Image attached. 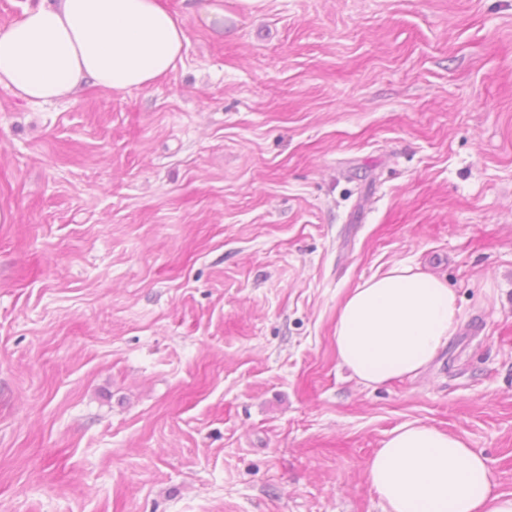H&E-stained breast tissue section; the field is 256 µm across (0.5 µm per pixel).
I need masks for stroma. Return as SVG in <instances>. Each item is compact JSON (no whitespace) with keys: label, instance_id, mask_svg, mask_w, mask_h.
<instances>
[{"label":"stroma","instance_id":"obj_1","mask_svg":"<svg viewBox=\"0 0 512 512\" xmlns=\"http://www.w3.org/2000/svg\"><path fill=\"white\" fill-rule=\"evenodd\" d=\"M157 85L0 87V512H383L388 433L512 493V0H163ZM409 264L456 333L343 366L336 306Z\"/></svg>","mask_w":512,"mask_h":512}]
</instances>
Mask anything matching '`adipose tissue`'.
Returning a JSON list of instances; mask_svg holds the SVG:
<instances>
[{
  "label": "adipose tissue",
  "mask_w": 512,
  "mask_h": 512,
  "mask_svg": "<svg viewBox=\"0 0 512 512\" xmlns=\"http://www.w3.org/2000/svg\"><path fill=\"white\" fill-rule=\"evenodd\" d=\"M186 42L182 23L159 0H42L0 34V86L39 104L88 85L143 90L175 72ZM459 316L443 280L398 264L341 300L336 353L365 385L409 376L433 360ZM365 476L385 512H512V494L493 492L481 452L419 422L394 428Z\"/></svg>",
  "instance_id": "adipose-tissue-1"
}]
</instances>
